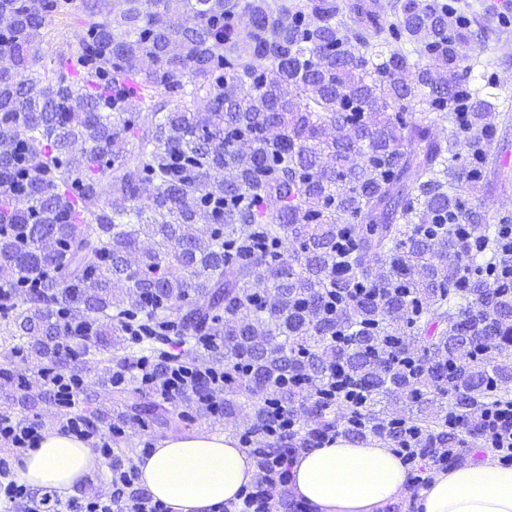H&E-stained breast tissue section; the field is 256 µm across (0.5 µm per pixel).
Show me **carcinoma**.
<instances>
[{"label": "carcinoma", "mask_w": 512, "mask_h": 512, "mask_svg": "<svg viewBox=\"0 0 512 512\" xmlns=\"http://www.w3.org/2000/svg\"><path fill=\"white\" fill-rule=\"evenodd\" d=\"M388 7L84 0L78 51L42 73L73 0H0V346L82 359L134 327L164 367L224 365L229 424L242 396L255 432L306 412L281 456L333 435L462 462L478 415L512 406V215L488 224L463 194L509 180L512 95L461 51L494 19ZM133 356L116 400L141 382ZM209 395L198 378L183 398L209 418ZM170 401L129 409L167 427Z\"/></svg>", "instance_id": "carcinoma-1"}]
</instances>
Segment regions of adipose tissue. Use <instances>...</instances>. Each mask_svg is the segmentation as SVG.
I'll return each instance as SVG.
<instances>
[{"label": "adipose tissue", "mask_w": 512, "mask_h": 512, "mask_svg": "<svg viewBox=\"0 0 512 512\" xmlns=\"http://www.w3.org/2000/svg\"><path fill=\"white\" fill-rule=\"evenodd\" d=\"M105 462L87 442L44 434L15 470L18 481L65 498ZM139 481L169 512H214L254 481L248 451L221 433H171L137 463ZM289 486L310 512H385L413 482L400 459L381 443L336 439L297 455ZM423 512H512V466L494 461L451 467L419 492Z\"/></svg>", "instance_id": "adipose-tissue-1"}]
</instances>
